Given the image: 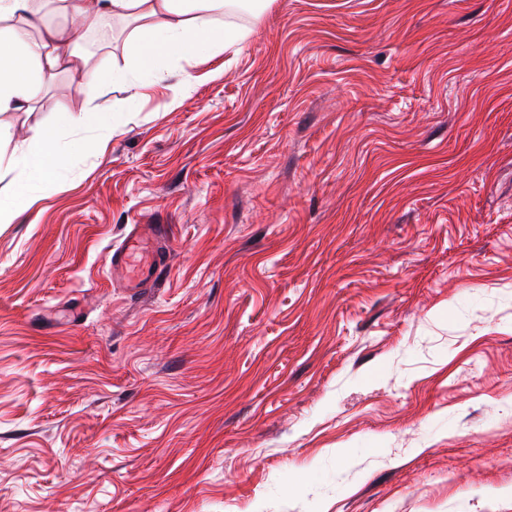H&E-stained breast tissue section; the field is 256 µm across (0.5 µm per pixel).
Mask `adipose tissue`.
<instances>
[{
    "label": "adipose tissue",
    "mask_w": 512,
    "mask_h": 512,
    "mask_svg": "<svg viewBox=\"0 0 512 512\" xmlns=\"http://www.w3.org/2000/svg\"><path fill=\"white\" fill-rule=\"evenodd\" d=\"M52 0H0V112H26L39 103L46 79L78 74L82 88L95 93L104 85L124 87L130 101L164 81L174 62L216 57L239 45L243 34L217 24L225 5L252 4L262 14L264 0H69L70 23L31 37ZM107 17L126 20L132 37L124 64L90 67L79 46L81 28ZM129 121L126 111L94 107L57 113L60 130L89 134L88 151L104 154L112 130ZM65 168V153L40 127L31 128L22 143L0 130V169L12 174L15 192L0 200V223H10L36 202L34 187Z\"/></svg>",
    "instance_id": "adipose-tissue-1"
}]
</instances>
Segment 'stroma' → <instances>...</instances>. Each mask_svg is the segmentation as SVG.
<instances>
[{"instance_id": "1", "label": "stroma", "mask_w": 512, "mask_h": 512, "mask_svg": "<svg viewBox=\"0 0 512 512\" xmlns=\"http://www.w3.org/2000/svg\"><path fill=\"white\" fill-rule=\"evenodd\" d=\"M232 23L0 223V512H512V0ZM168 240L167 224L129 225L123 241L110 255V271L120 274L141 288L154 281L165 270L164 242Z\"/></svg>"}]
</instances>
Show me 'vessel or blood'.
<instances>
[{
	"label": "vessel or blood",
	"mask_w": 512,
	"mask_h": 512,
	"mask_svg": "<svg viewBox=\"0 0 512 512\" xmlns=\"http://www.w3.org/2000/svg\"><path fill=\"white\" fill-rule=\"evenodd\" d=\"M167 238V225H130L123 241L110 255L111 273L122 275L136 288L151 283L165 269L163 247Z\"/></svg>",
	"instance_id": "vessel-or-blood-1"
}]
</instances>
